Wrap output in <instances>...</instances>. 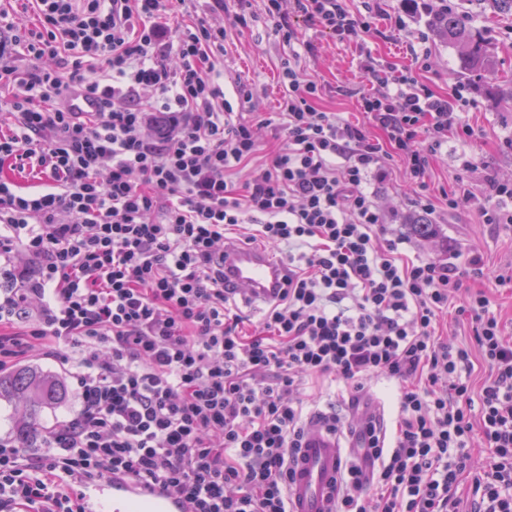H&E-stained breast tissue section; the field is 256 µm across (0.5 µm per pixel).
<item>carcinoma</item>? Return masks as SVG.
Masks as SVG:
<instances>
[{
	"instance_id": "obj_1",
	"label": "carcinoma",
	"mask_w": 512,
	"mask_h": 512,
	"mask_svg": "<svg viewBox=\"0 0 512 512\" xmlns=\"http://www.w3.org/2000/svg\"><path fill=\"white\" fill-rule=\"evenodd\" d=\"M475 12H489L496 16L512 17V0H439V6L427 14V24L442 44L461 47V66L471 72L492 68L490 47L483 34L473 30L467 17ZM65 394L63 384L32 369H19L0 374V399L22 397L28 401L26 421L17 429L16 439L21 444L37 437L43 427V413L60 401Z\"/></svg>"
}]
</instances>
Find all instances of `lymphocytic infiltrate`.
<instances>
[{"label":"lymphocytic infiltrate","mask_w":512,"mask_h":512,"mask_svg":"<svg viewBox=\"0 0 512 512\" xmlns=\"http://www.w3.org/2000/svg\"><path fill=\"white\" fill-rule=\"evenodd\" d=\"M189 0H24L36 24L0 11V368L35 345L75 346L79 408L38 453L0 437V512H84L80 488L126 476L180 498L188 512H289V463L306 432L300 387L344 385L359 415L338 512H512V342L465 268L404 258L403 235L365 184L400 158L426 195L449 131L474 129L459 91L434 93L366 62L376 91L358 98L363 126L321 111L287 10L342 42L367 36L344 0H264L293 51L280 67L284 144L259 174H232L260 151L269 119L244 117L250 84L224 95L227 28L171 24ZM58 69H19V57ZM94 98L74 111L75 96ZM386 139L371 137L370 128ZM483 223L512 224V182L487 180ZM287 247L285 286L260 328L248 293L224 284V243ZM472 347L436 328L448 310ZM489 367L471 381L473 353ZM396 386L394 432L378 423L368 384ZM481 434L482 447L471 445Z\"/></svg>","instance_id":"lymphocytic-infiltrate-1"}]
</instances>
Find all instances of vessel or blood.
Segmentation results:
<instances>
[{"mask_svg":"<svg viewBox=\"0 0 512 512\" xmlns=\"http://www.w3.org/2000/svg\"><path fill=\"white\" fill-rule=\"evenodd\" d=\"M284 265L269 252L248 245L225 243L224 282L246 289L265 303L282 285ZM344 448L320 421L309 422L301 448L290 461L288 498L291 512H335V489ZM112 503V512H186L185 502L153 494L123 476L84 489L85 512H97L101 501Z\"/></svg>","mask_w":512,"mask_h":512,"instance_id":"obj_1","label":"vessel or blood"}]
</instances>
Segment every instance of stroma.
Returning a JSON list of instances; mask_svg holds the SVG:
<instances>
[{
    "label": "stroma",
    "mask_w": 512,
    "mask_h": 512,
    "mask_svg": "<svg viewBox=\"0 0 512 512\" xmlns=\"http://www.w3.org/2000/svg\"><path fill=\"white\" fill-rule=\"evenodd\" d=\"M399 7L400 0H390L386 15L373 19L374 32L362 44L338 42L310 29L302 19L289 17L288 22L296 28L299 38L313 46L312 53L306 57V67L324 87L318 106L343 119L366 122V115L359 109L358 95L370 88L361 68L367 53L376 62L393 64L397 71L413 72L419 82L439 94L448 93L453 85H465L471 104L464 108L463 117L474 127L477 137L464 140L449 136L428 178L435 196L441 189L464 185L468 197L461 200L458 209L449 212L440 206L432 214L420 215L414 206L413 186L403 163L397 159L385 161L386 177H370L366 189L375 195L392 229L409 239L410 256L449 261L461 267L471 255L477 254L482 256L491 275L511 271L512 224L481 223L479 208L484 198L486 174L512 178V150L505 146L506 141L512 140V18L489 13L470 16V27L484 31L491 40L495 67L488 73H465L460 69L456 49L434 39L428 44L427 63L416 62L406 49L405 35L425 30L424 12L419 9L407 15V30L402 33L395 29L392 20ZM263 8L262 0H252L256 20L251 28L228 31L224 43V91L232 93L238 80L253 84L257 89V111L270 113L282 93L279 72L282 60L288 57V47L271 35ZM462 153L475 156L478 162L475 169L468 172L457 169L455 158ZM420 216L432 224L433 235L422 237L415 233L412 222ZM18 364L59 379L67 390L65 399L45 412V423L75 413L76 383L56 356L33 350L20 358ZM303 398L310 415L333 411L342 417L348 409V396L340 383L323 379L306 381Z\"/></svg>",
    "instance_id": "1"
}]
</instances>
